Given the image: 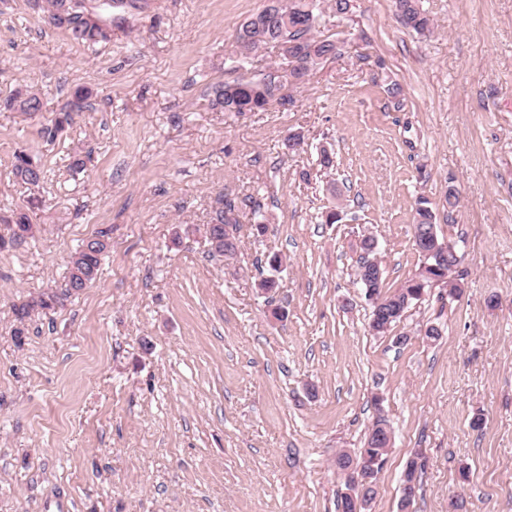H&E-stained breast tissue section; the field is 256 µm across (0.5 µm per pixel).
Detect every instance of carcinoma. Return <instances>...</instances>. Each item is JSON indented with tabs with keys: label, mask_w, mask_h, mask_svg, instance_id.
<instances>
[{
	"label": "carcinoma",
	"mask_w": 512,
	"mask_h": 512,
	"mask_svg": "<svg viewBox=\"0 0 512 512\" xmlns=\"http://www.w3.org/2000/svg\"><path fill=\"white\" fill-rule=\"evenodd\" d=\"M352 0H290L288 10H266L260 13L263 19L265 45L281 47L287 45L288 54L281 55L282 65L288 66L287 55H292L304 63L301 70L294 74L295 81L290 86L298 88L303 85L312 70L319 62L339 54L337 41L328 37H322L318 33L320 18L323 11L330 9L336 14L339 20L349 18L352 13ZM396 9L401 25L419 35H426L431 32L432 19L423 9L421 0H395ZM48 19L53 26L65 30L69 38L77 44L95 43L108 39L107 29L98 21L86 17L88 9L85 0H46ZM256 31L241 23L236 36L238 51L231 58V61L243 65L255 51ZM249 88L257 92L253 99L256 111L266 110L264 95H271L273 92L283 88L279 84V76L269 74L260 79L234 80L224 82L212 88L213 98L211 105L223 112H235L243 114L240 109L242 98L246 96L244 89ZM10 105L17 111L25 114L41 112L44 109L42 98L30 91H19L12 98ZM71 121V113L65 112L57 117L51 124L42 128L43 137L47 140L57 138L58 132L63 126ZM15 175L25 184L37 186L44 180V170L33 157L25 152L14 153ZM236 206L234 201L227 200L224 207L213 212L210 223L206 225V238L211 246L212 253L219 256H230L237 249L238 238L233 241H224V227L230 226L238 230L239 220L234 214ZM436 215L429 199L421 196L416 202L414 223L433 224ZM9 228V237L0 236V250L10 245L20 244L33 235V224L30 217L24 212H19L4 219ZM108 243L101 239V236L89 237L82 241L81 245L71 255L68 272L64 284L58 288H49L31 297L28 301L14 308L15 320L18 326L14 329V336L22 340L25 332V323L36 314H47L65 303L72 296L80 293L86 286L96 278L101 257L106 252ZM435 271L428 268L418 278L406 279L394 291L385 294L384 301L394 308L399 307L404 301L414 303L420 300L421 291L429 288L430 276ZM383 421H375L365 437L363 448L359 455H339L342 466L349 463L374 459L386 456L382 448L375 443L374 434L379 431Z\"/></svg>",
	"instance_id": "cac0c4a2"
}]
</instances>
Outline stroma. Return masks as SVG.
I'll list each match as a JSON object with an SVG mask.
<instances>
[{
	"mask_svg": "<svg viewBox=\"0 0 512 512\" xmlns=\"http://www.w3.org/2000/svg\"><path fill=\"white\" fill-rule=\"evenodd\" d=\"M422 4L423 38L394 0H353L341 22L325 12L339 55L293 106L237 117L211 106L212 88L278 68L272 47L230 62L267 0L100 10L110 38L85 45L33 0H0V215L43 199L40 233L0 252V512H336L334 456L358 454L380 417L393 443L367 512H399L419 452L410 512H448L458 493L464 512H512V0ZM79 86L92 94L74 112ZM25 87L44 112L9 108ZM66 111L71 126L47 142L43 124ZM20 150L45 173L38 191L14 174ZM421 196L440 240L461 246L463 288L410 305L399 346L370 335L355 261L369 232L387 291L413 276ZM228 200L239 247L214 257L203 228ZM333 205L341 221L321 223ZM100 231L96 279L15 340L14 306L61 284ZM274 254L277 272L263 264ZM270 275L271 298L258 290Z\"/></svg>",
	"mask_w": 512,
	"mask_h": 512,
	"instance_id": "1",
	"label": "stroma"
}]
</instances>
